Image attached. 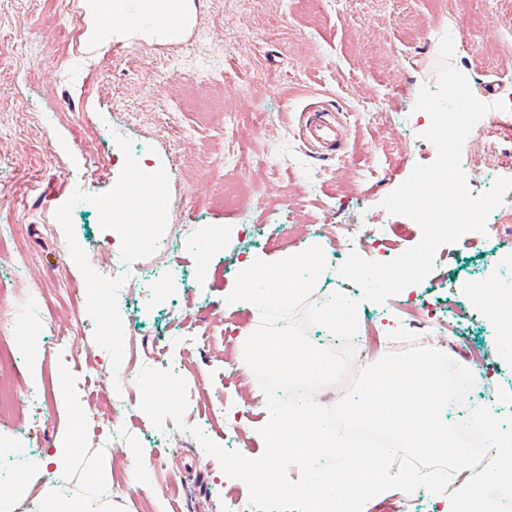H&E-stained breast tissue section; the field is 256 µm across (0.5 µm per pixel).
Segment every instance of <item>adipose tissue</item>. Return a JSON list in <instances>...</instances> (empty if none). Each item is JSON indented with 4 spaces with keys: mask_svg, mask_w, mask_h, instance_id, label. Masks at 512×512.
Masks as SVG:
<instances>
[{
    "mask_svg": "<svg viewBox=\"0 0 512 512\" xmlns=\"http://www.w3.org/2000/svg\"><path fill=\"white\" fill-rule=\"evenodd\" d=\"M94 9L110 16H129L139 25L151 22L152 33L168 40L180 37L190 24L186 0H94ZM157 174V166L143 164L129 175L127 182L140 197L136 208H129L123 194L112 200V234L123 245L136 242L134 221L155 227L163 220Z\"/></svg>",
    "mask_w": 512,
    "mask_h": 512,
    "instance_id": "ef3b65f1",
    "label": "adipose tissue"
}]
</instances>
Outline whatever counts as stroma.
<instances>
[{
  "mask_svg": "<svg viewBox=\"0 0 512 512\" xmlns=\"http://www.w3.org/2000/svg\"><path fill=\"white\" fill-rule=\"evenodd\" d=\"M192 20L175 40L140 31L91 40L104 29L90 0H0V225L19 230L10 253L26 267L0 262V317L15 318L20 359L0 366V380L18 394L30 437L0 421V512H15L12 489L23 481L32 512L50 497L68 499L97 483L86 512H145L142 494L179 487L178 512H225L229 500L248 498L245 482L229 477L206 453L201 438L227 451L262 455L255 431L268 406L244 397L225 355L242 358L261 318L257 311L224 306L241 264L254 255L277 261L320 243L326 268L304 307L335 293L363 308L359 334L375 331L389 342L411 326L407 304L425 319L423 336L437 345V323L455 308L464 350L483 355L485 395L501 417L512 416V362L498 345L512 317L490 322L480 287L512 292V210L494 224L488 242L457 241L435 252L431 272L408 293L385 302L366 300L363 288L340 274L346 258L335 226L362 224L383 242L387 259L422 237L410 217L390 213L384 199L419 164L437 157L415 107L421 89L438 85L439 43L451 36V66L465 74L483 103L512 106V0L489 9L485 0H190ZM85 35L74 36L73 12ZM336 109L347 122L343 152L323 156L303 138L307 111ZM466 179L482 191L512 178V137L483 117L461 154ZM157 164L164 223L154 248H114L103 209L113 184L139 162ZM250 183L248 212L225 206V181ZM68 249H60L59 238ZM215 239L209 276L197 261L199 238ZM120 260L151 271L166 267L153 287L132 282L105 288L81 305L85 334L97 346L89 388L66 365L43 357L45 330L29 317L28 297L44 289L52 325L65 331L72 318L67 288L87 291L105 263ZM189 308L192 325L217 344L188 354V367L154 369L152 352L171 333L170 306ZM127 327L124 349L136 350L133 375L112 367L113 320ZM130 394L119 418L131 433L124 446L101 453L92 429H110L105 397ZM224 403L210 415V400ZM79 452L64 465L50 463L72 430ZM170 448L173 469L149 471L154 448ZM143 468L141 492H116L112 478Z\"/></svg>",
  "mask_w": 512,
  "mask_h": 512,
  "instance_id": "1",
  "label": "stroma"
}]
</instances>
